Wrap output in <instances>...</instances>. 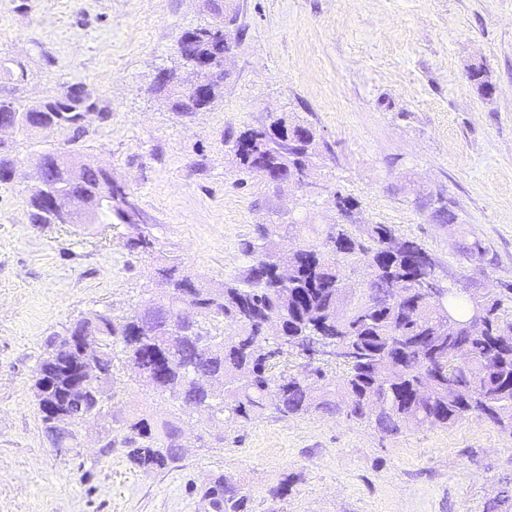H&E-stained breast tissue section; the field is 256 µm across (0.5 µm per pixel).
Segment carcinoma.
<instances>
[{"mask_svg": "<svg viewBox=\"0 0 512 512\" xmlns=\"http://www.w3.org/2000/svg\"><path fill=\"white\" fill-rule=\"evenodd\" d=\"M182 50L200 59L223 54L224 36L208 25L180 35ZM224 75L213 82L208 99L184 104L178 86L169 89L177 112H198L221 94ZM243 147L240 167L255 172V158L265 160L267 180L310 177L312 158L319 156L313 129L286 114L277 116L274 133L248 129L232 140ZM41 177L64 184L80 195L94 197L105 190L91 167L72 178L44 155ZM33 224L56 219L37 194L29 198ZM255 236L240 243L249 260L247 272L219 288H206L189 275L170 274L162 291L149 297L152 307L125 317L109 309L92 312L76 322V336H90L97 345L94 360L104 373L107 394L99 408L101 453L125 449L127 461L145 472L174 470L184 453L179 440L185 418H158L134 411L118 421L120 440L112 438V384L119 368L139 369L137 385L169 398L187 412L209 409L211 419L226 427H246L270 411L282 417L313 413L341 415L368 422L386 435H397L414 423L447 428L470 417L492 422L512 433V296L510 289L489 295L487 323L480 331L466 327L471 304L448 293L444 301L426 299L413 291L402 272V259L391 252L393 233L372 224L366 236H356L344 224H330L320 244L281 245L279 224H259ZM364 264L374 276L362 286L346 285L347 269ZM192 309L196 336L171 332L182 311ZM461 327L448 334V310ZM282 319L280 334L258 335L261 317ZM347 342L349 351L320 360L311 374L288 367L299 344L330 346ZM46 352L54 361L38 366L34 395L38 408L52 403L65 412L61 426L44 424L54 448H75V426L88 409V393L78 390L85 362L80 350L53 334ZM344 366L329 376L323 365ZM209 512H247L242 488L212 475L202 490Z\"/></svg>", "mask_w": 512, "mask_h": 512, "instance_id": "1", "label": "carcinoma"}]
</instances>
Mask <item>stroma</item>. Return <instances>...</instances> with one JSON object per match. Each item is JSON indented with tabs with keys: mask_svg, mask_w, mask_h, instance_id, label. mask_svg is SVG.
Segmentation results:
<instances>
[{
	"mask_svg": "<svg viewBox=\"0 0 512 512\" xmlns=\"http://www.w3.org/2000/svg\"><path fill=\"white\" fill-rule=\"evenodd\" d=\"M224 15L244 36L223 92L177 112L156 77L188 78L175 44L216 23L206 0H0V99L31 106L80 87L96 103L83 132L5 146L16 176L0 182V512H204L218 472L243 487L248 512H488L512 484V435L475 419L386 436L337 415L269 413L218 445L197 414L181 467L164 472L101 454L96 422L79 425L68 455L46 439L33 376L47 337L105 307L132 313L164 268L209 288L244 273L240 243L259 224H385L464 299L512 288V0H224ZM476 67L493 94L471 80ZM282 113L315 130L319 193L244 173L229 150ZM55 151L107 169L138 223H31L26 175ZM141 234L152 254L130 249ZM135 410L175 406L118 372L112 417Z\"/></svg>",
	"mask_w": 512,
	"mask_h": 512,
	"instance_id": "35a3bbf8",
	"label": "stroma"
}]
</instances>
